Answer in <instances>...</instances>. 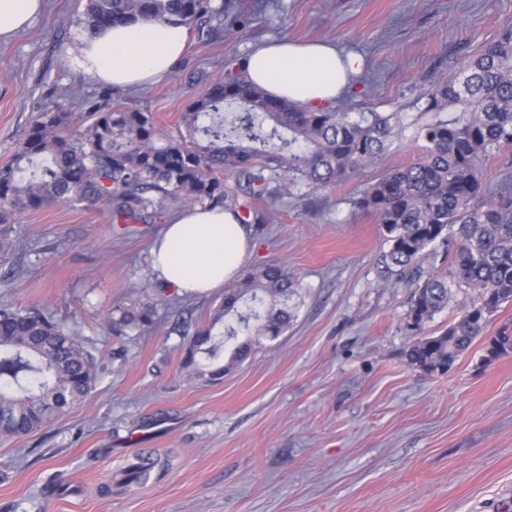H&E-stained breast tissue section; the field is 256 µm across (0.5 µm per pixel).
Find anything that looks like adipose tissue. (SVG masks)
Wrapping results in <instances>:
<instances>
[{
	"label": "adipose tissue",
	"instance_id": "obj_1",
	"mask_svg": "<svg viewBox=\"0 0 512 512\" xmlns=\"http://www.w3.org/2000/svg\"><path fill=\"white\" fill-rule=\"evenodd\" d=\"M185 27L142 19L118 23L80 37L78 65L98 81L119 87L143 85L164 76L182 57ZM360 55L324 43L276 40L255 46L241 77L269 96L316 110L334 104L360 72ZM252 250L245 225L221 207L176 212L155 239L153 270L164 283L189 295L223 288L236 278Z\"/></svg>",
	"mask_w": 512,
	"mask_h": 512
}]
</instances>
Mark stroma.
Here are the masks:
<instances>
[{
	"label": "stroma",
	"mask_w": 512,
	"mask_h": 512,
	"mask_svg": "<svg viewBox=\"0 0 512 512\" xmlns=\"http://www.w3.org/2000/svg\"><path fill=\"white\" fill-rule=\"evenodd\" d=\"M241 31H190L158 81L108 88L75 62L82 0H45L25 30L0 39V165L41 109L78 111L112 90L126 106L178 129L186 106L239 71L268 39L328 41L365 65L342 99L356 112L406 107L387 165L418 153L427 121L412 102L504 27L512 0H224ZM359 177L277 200V223L251 229L250 265L276 258L300 288L276 339L217 381L189 377L188 331L207 324L223 291L169 289L149 332L115 336L117 305L145 302L158 283L150 249L161 230L121 233L99 208L59 205L18 217L14 263L0 262V303L37 308L97 359L88 395L41 429L0 437V512H512V354L488 359L487 339L512 329V302L446 374L406 353L412 290L385 267L390 246L357 206ZM160 463L145 484L121 471L140 449Z\"/></svg>",
	"instance_id": "obj_1"
}]
</instances>
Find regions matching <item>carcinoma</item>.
<instances>
[{"instance_id": "carcinoma-1", "label": "carcinoma", "mask_w": 512, "mask_h": 512, "mask_svg": "<svg viewBox=\"0 0 512 512\" xmlns=\"http://www.w3.org/2000/svg\"><path fill=\"white\" fill-rule=\"evenodd\" d=\"M144 19L200 31L224 20L217 0H87L84 28ZM434 118L418 127L419 154L387 168L364 189L359 207L374 216L390 249L386 268L414 288L407 314L419 332L448 307L455 288L476 292L443 332L414 342L409 364L444 374L483 335L488 316L512 302V185L494 195L479 160L512 147V28L450 65L448 76L413 102ZM82 112H39L25 128L11 162L0 166V259L17 253L10 225L17 216L55 205L99 207L115 224H160L174 203L222 206L242 224H271L273 206L257 202L304 196L383 164L390 141L405 131L403 109L309 110L227 73L181 113L168 134L150 112L123 106L112 90L80 105ZM231 173L235 186L224 183ZM448 270L420 262L436 242ZM300 287L273 260L224 288V300L196 330L183 360L199 378L224 375L263 338L279 336L294 318L288 304ZM151 299L117 305L107 319L119 335L155 325ZM512 352V336L490 340L494 359ZM97 376L94 355L38 309L0 307V423L23 421V433L46 425L80 402ZM153 466L137 456L123 470L138 481Z\"/></svg>"}]
</instances>
